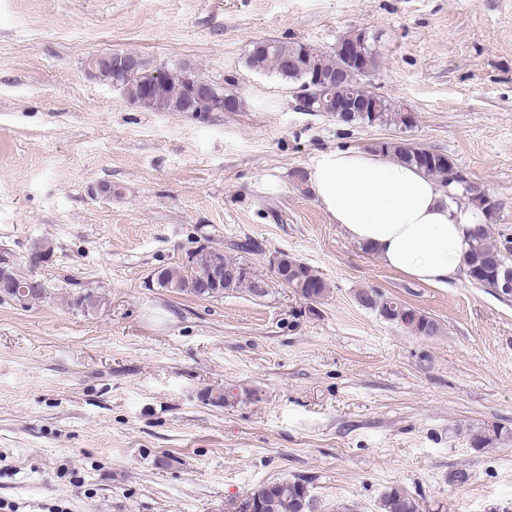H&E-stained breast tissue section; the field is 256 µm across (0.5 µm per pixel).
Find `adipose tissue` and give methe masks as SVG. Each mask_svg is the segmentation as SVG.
Here are the masks:
<instances>
[{
	"label": "adipose tissue",
	"mask_w": 512,
	"mask_h": 512,
	"mask_svg": "<svg viewBox=\"0 0 512 512\" xmlns=\"http://www.w3.org/2000/svg\"><path fill=\"white\" fill-rule=\"evenodd\" d=\"M323 210L388 268L436 287L465 267L480 211L453 203L432 176L365 148L321 153L309 177Z\"/></svg>",
	"instance_id": "obj_1"
}]
</instances>
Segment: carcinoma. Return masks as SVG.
<instances>
[{"label":"carcinoma","mask_w":512,"mask_h":512,"mask_svg":"<svg viewBox=\"0 0 512 512\" xmlns=\"http://www.w3.org/2000/svg\"><path fill=\"white\" fill-rule=\"evenodd\" d=\"M269 43V39L253 42L247 59L251 68L275 73L295 88L306 91L314 89L308 84L312 73L337 71L344 74V80L338 87L339 93L361 99L372 97L373 91L362 83L365 73L347 69L341 56L326 55L301 42L278 40L274 47ZM142 78L153 86L149 109L157 112H181L185 109L188 93L180 70L166 68L157 76L145 70ZM368 149L416 166L440 181L444 187L450 188L453 199L470 200L469 194L458 182V166L451 162L447 154L423 152L406 139L375 141L368 145ZM499 245L501 240L491 238L486 224L474 235L465 260L467 274L474 283L490 288L504 267H512V256L503 254ZM213 253L214 249L202 247L191 253L186 261L163 268V278L157 280V285L170 292L201 296L199 289L189 287V279L208 267ZM289 269L295 285L293 292L299 297L306 299L314 296L320 300L327 294V282L313 267L291 257ZM356 300L362 307L378 312L382 318L416 336H437L441 333L440 324L434 318L411 305L387 298L374 289L357 292ZM501 435L502 429L496 426L475 431L471 435V445L486 448ZM312 503L314 499L306 480L296 478L255 487L244 497L235 500L230 512H311ZM380 509L381 512H419L420 505L404 488L394 485L381 495Z\"/></svg>","instance_id":"cac0c4a2"}]
</instances>
